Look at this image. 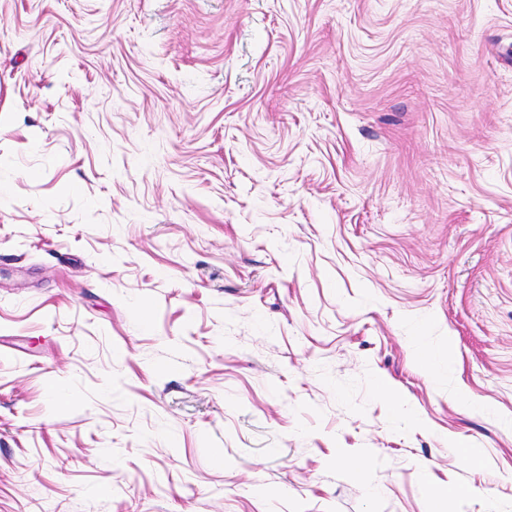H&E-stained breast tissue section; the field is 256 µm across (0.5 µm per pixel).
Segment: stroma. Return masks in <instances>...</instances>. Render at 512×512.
<instances>
[{"label": "stroma", "mask_w": 512, "mask_h": 512, "mask_svg": "<svg viewBox=\"0 0 512 512\" xmlns=\"http://www.w3.org/2000/svg\"><path fill=\"white\" fill-rule=\"evenodd\" d=\"M0 512H512V0H0Z\"/></svg>", "instance_id": "stroma-1"}]
</instances>
